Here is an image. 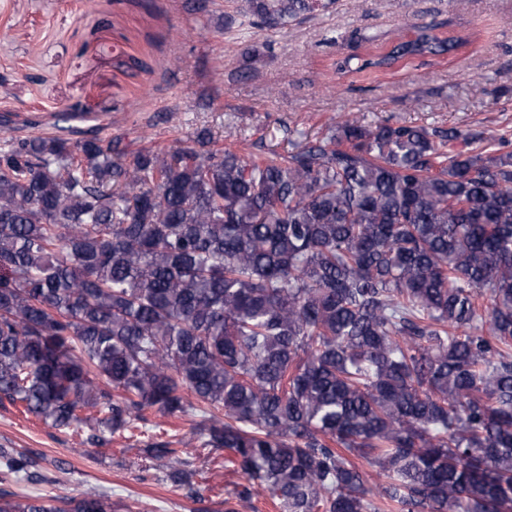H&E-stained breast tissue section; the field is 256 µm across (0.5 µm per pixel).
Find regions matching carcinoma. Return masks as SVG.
<instances>
[{
    "label": "carcinoma",
    "mask_w": 512,
    "mask_h": 512,
    "mask_svg": "<svg viewBox=\"0 0 512 512\" xmlns=\"http://www.w3.org/2000/svg\"><path fill=\"white\" fill-rule=\"evenodd\" d=\"M276 29L316 0H247ZM412 26L339 74L472 44ZM348 114L285 155L96 136L0 153V403L98 446L200 418L278 512H512V143ZM196 402H191L190 398ZM144 451L187 482L162 425ZM383 481L369 485L357 460ZM40 456L0 448V512ZM148 423L153 424L155 422L162 423V426L168 430L169 435L173 441L182 440L184 442L192 439V427L196 418L192 416H184L179 418H159L153 411H146Z\"/></svg>",
    "instance_id": "carcinoma-1"
}]
</instances>
